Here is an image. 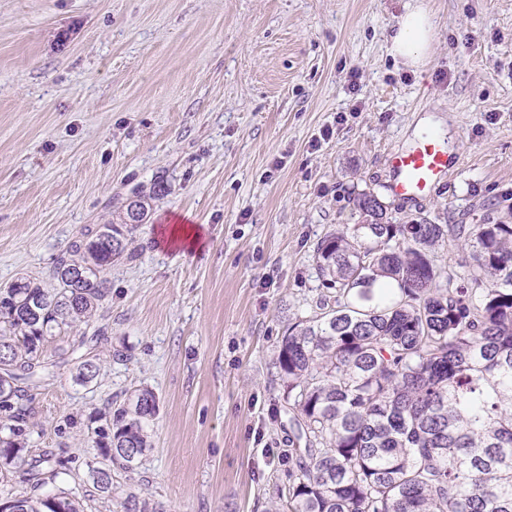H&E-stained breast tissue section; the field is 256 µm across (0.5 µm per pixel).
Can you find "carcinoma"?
Masks as SVG:
<instances>
[{"mask_svg": "<svg viewBox=\"0 0 512 512\" xmlns=\"http://www.w3.org/2000/svg\"><path fill=\"white\" fill-rule=\"evenodd\" d=\"M362 223L320 238L313 263L317 312L286 330L277 350L288 440L283 512H512V222L394 224L379 195L353 198ZM139 198L119 221L79 237L56 258L53 288L20 278L0 289V480L17 471L37 490L62 474L23 435L33 391L56 362L44 358L55 330L88 322L112 290L107 271L145 224ZM468 249L469 276L435 249ZM83 275L73 287L71 275ZM100 368L85 357L73 380ZM155 392L141 386L99 412L94 473L112 490V469L131 472L152 448L145 423ZM0 512H82L67 496L5 497Z\"/></svg>", "mask_w": 512, "mask_h": 512, "instance_id": "carcinoma-1", "label": "carcinoma"}]
</instances>
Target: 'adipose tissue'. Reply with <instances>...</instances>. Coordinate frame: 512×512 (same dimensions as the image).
Instances as JSON below:
<instances>
[{"label": "adipose tissue", "mask_w": 512, "mask_h": 512, "mask_svg": "<svg viewBox=\"0 0 512 512\" xmlns=\"http://www.w3.org/2000/svg\"><path fill=\"white\" fill-rule=\"evenodd\" d=\"M435 25L423 0H407L405 12L390 38L389 52L413 68H422L429 56Z\"/></svg>", "instance_id": "ef3b65f1"}]
</instances>
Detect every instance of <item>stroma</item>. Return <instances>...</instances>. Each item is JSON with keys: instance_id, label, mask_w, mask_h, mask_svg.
I'll use <instances>...</instances> for the list:
<instances>
[{"instance_id": "35a3bbf8", "label": "stroma", "mask_w": 512, "mask_h": 512, "mask_svg": "<svg viewBox=\"0 0 512 512\" xmlns=\"http://www.w3.org/2000/svg\"><path fill=\"white\" fill-rule=\"evenodd\" d=\"M407 0H0V288L53 287L56 257L133 195L151 218L113 265L89 324L54 343L99 358L96 383L51 368L30 446L63 460L43 486L119 512H278L291 428L277 345L311 316L325 233L359 223L355 192L393 223L512 212V0H425L430 58L389 52ZM444 119L459 161L413 202L393 198L388 154ZM206 253L160 242L178 218ZM152 388V449L106 495L87 435L108 400Z\"/></svg>"}]
</instances>
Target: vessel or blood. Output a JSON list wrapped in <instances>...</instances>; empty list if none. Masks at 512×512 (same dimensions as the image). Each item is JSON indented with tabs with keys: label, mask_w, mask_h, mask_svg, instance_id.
I'll return each mask as SVG.
<instances>
[{
	"label": "vessel or blood",
	"mask_w": 512,
	"mask_h": 512,
	"mask_svg": "<svg viewBox=\"0 0 512 512\" xmlns=\"http://www.w3.org/2000/svg\"><path fill=\"white\" fill-rule=\"evenodd\" d=\"M388 165L392 172L389 192L407 201L428 195L452 168L446 141L430 134L410 149L392 152Z\"/></svg>",
	"instance_id": "b4317fda"
}]
</instances>
